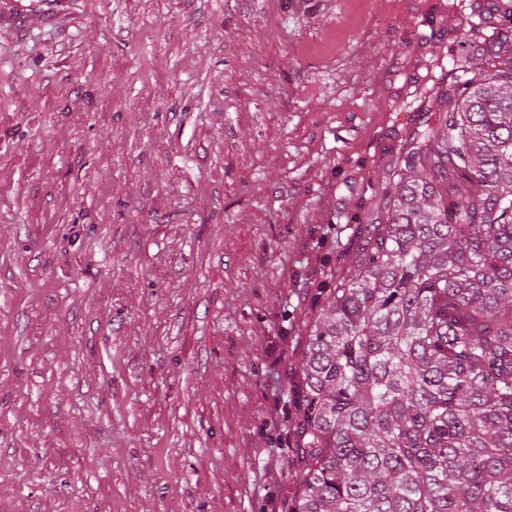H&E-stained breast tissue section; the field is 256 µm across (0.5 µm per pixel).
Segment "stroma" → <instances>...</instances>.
Instances as JSON below:
<instances>
[{
	"label": "stroma",
	"mask_w": 512,
	"mask_h": 512,
	"mask_svg": "<svg viewBox=\"0 0 512 512\" xmlns=\"http://www.w3.org/2000/svg\"><path fill=\"white\" fill-rule=\"evenodd\" d=\"M512 0H80L0 32V512H292L308 328Z\"/></svg>",
	"instance_id": "obj_1"
}]
</instances>
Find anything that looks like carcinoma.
Returning a JSON list of instances; mask_svg holds the SVG:
<instances>
[{
  "label": "carcinoma",
  "mask_w": 512,
  "mask_h": 512,
  "mask_svg": "<svg viewBox=\"0 0 512 512\" xmlns=\"http://www.w3.org/2000/svg\"><path fill=\"white\" fill-rule=\"evenodd\" d=\"M444 101L309 326L294 512H512V57Z\"/></svg>",
  "instance_id": "1"
}]
</instances>
